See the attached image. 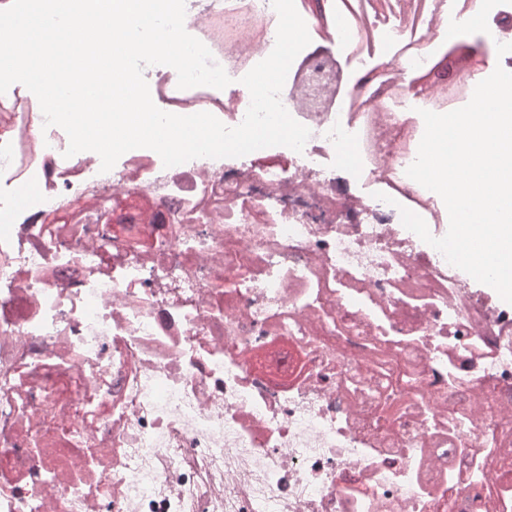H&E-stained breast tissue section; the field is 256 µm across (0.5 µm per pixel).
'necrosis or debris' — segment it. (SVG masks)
<instances>
[{
	"label": "necrosis or debris",
	"instance_id": "4bbe7bcc",
	"mask_svg": "<svg viewBox=\"0 0 512 512\" xmlns=\"http://www.w3.org/2000/svg\"><path fill=\"white\" fill-rule=\"evenodd\" d=\"M324 2L295 0L311 42L280 94L311 132L300 153L167 168L138 148L104 173L65 157L35 95H0V512H512V309L399 213L448 231L406 174L448 94L411 97L406 68L437 74L456 17ZM185 6L232 82L182 90L157 68L152 100L237 126L278 16ZM480 9L512 72V0Z\"/></svg>",
	"mask_w": 512,
	"mask_h": 512
}]
</instances>
